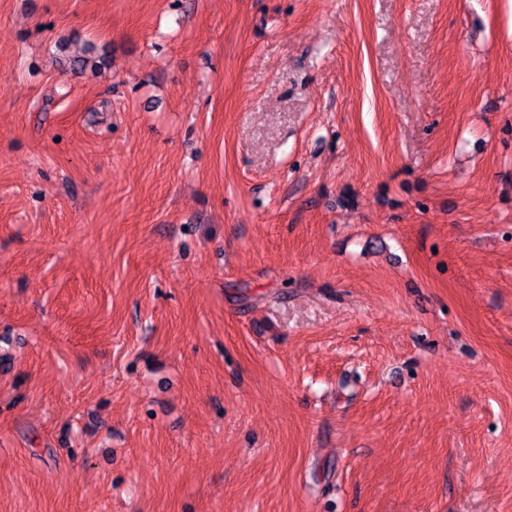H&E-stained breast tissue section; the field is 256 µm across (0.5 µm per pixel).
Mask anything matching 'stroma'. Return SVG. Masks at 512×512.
Segmentation results:
<instances>
[{"label": "stroma", "instance_id": "35a3bbf8", "mask_svg": "<svg viewBox=\"0 0 512 512\" xmlns=\"http://www.w3.org/2000/svg\"><path fill=\"white\" fill-rule=\"evenodd\" d=\"M0 512H512V0H0Z\"/></svg>", "mask_w": 512, "mask_h": 512}]
</instances>
